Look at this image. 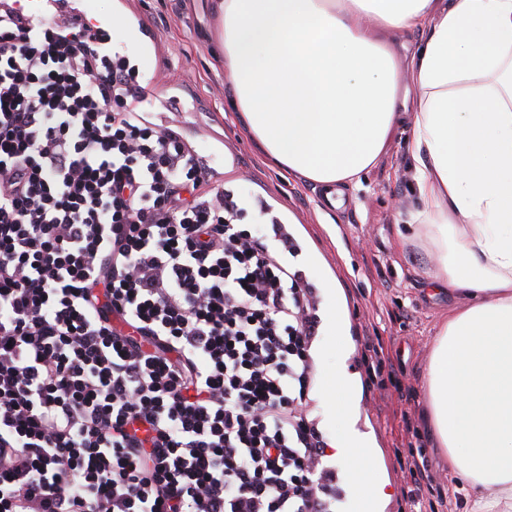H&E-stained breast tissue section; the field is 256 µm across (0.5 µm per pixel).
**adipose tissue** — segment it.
Returning a JSON list of instances; mask_svg holds the SVG:
<instances>
[{"label":"adipose tissue","instance_id":"1","mask_svg":"<svg viewBox=\"0 0 512 512\" xmlns=\"http://www.w3.org/2000/svg\"><path fill=\"white\" fill-rule=\"evenodd\" d=\"M232 105L271 163L332 195L408 125L431 282L457 304L425 377L427 419L468 512H512V0H216ZM421 31L406 70L387 36ZM336 458L356 512L369 449Z\"/></svg>","mask_w":512,"mask_h":512}]
</instances>
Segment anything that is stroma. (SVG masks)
Segmentation results:
<instances>
[{
    "instance_id": "obj_1",
    "label": "stroma",
    "mask_w": 512,
    "mask_h": 512,
    "mask_svg": "<svg viewBox=\"0 0 512 512\" xmlns=\"http://www.w3.org/2000/svg\"><path fill=\"white\" fill-rule=\"evenodd\" d=\"M99 22L113 14L134 17L137 28L115 33L113 47L154 33L133 57L141 82L152 91L141 110L149 126L175 122L182 140L210 167L209 185L233 195L247 229H266L271 217L290 225L309 253L307 262L277 259L309 287L318 327L309 347L311 366L303 414L325 443L351 435L371 448L381 476L377 512H465L448 490V460L427 432L424 378L440 324L455 305L451 295L429 289L431 265L422 242L402 241L397 225L421 207L413 187L406 127H398L386 154L361 183L344 191L339 207L325 205L318 188L263 161L246 128L229 106L231 83L224 59L210 41L219 20L213 0H74ZM332 280L336 287L326 290ZM337 308L347 346L329 348L325 314ZM353 359V403L347 419L326 406L321 379ZM424 463L413 486L410 462Z\"/></svg>"
}]
</instances>
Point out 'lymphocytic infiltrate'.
<instances>
[{
    "label": "lymphocytic infiltrate",
    "mask_w": 512,
    "mask_h": 512,
    "mask_svg": "<svg viewBox=\"0 0 512 512\" xmlns=\"http://www.w3.org/2000/svg\"><path fill=\"white\" fill-rule=\"evenodd\" d=\"M102 39L0 0V512H330L299 285Z\"/></svg>",
    "instance_id": "obj_1"
}]
</instances>
